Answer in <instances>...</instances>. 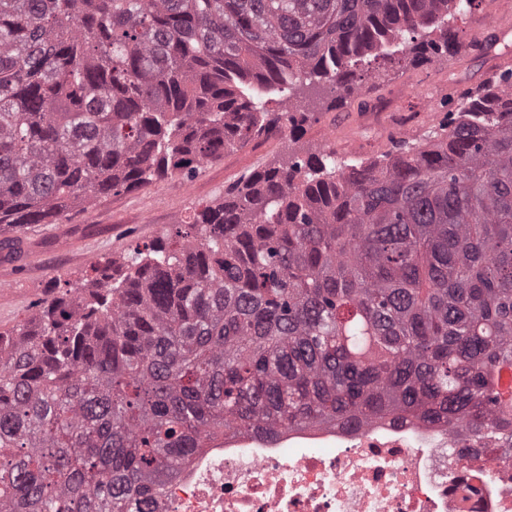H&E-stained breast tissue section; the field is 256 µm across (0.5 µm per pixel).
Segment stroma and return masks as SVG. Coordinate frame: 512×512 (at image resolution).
<instances>
[{
    "label": "stroma",
    "mask_w": 512,
    "mask_h": 512,
    "mask_svg": "<svg viewBox=\"0 0 512 512\" xmlns=\"http://www.w3.org/2000/svg\"><path fill=\"white\" fill-rule=\"evenodd\" d=\"M448 37L461 49L444 62L399 53L373 59L355 100L335 104L317 86H300L314 119L293 139L258 140L205 163L193 179L168 175L140 189L98 197L56 223L25 226L17 233V255L0 254V331L26 321L41 301L80 287L94 268L122 261L136 244L188 223L195 210L218 203L227 185L286 163L289 154L318 157L332 147L337 159L371 161L385 150L388 135L436 131L448 94L478 87L499 67H512V0H476L472 9L450 19ZM478 39L491 42V49L474 50ZM389 98L397 99L396 111H377Z\"/></svg>",
    "instance_id": "1"
}]
</instances>
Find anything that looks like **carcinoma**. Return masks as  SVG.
<instances>
[{
	"mask_svg": "<svg viewBox=\"0 0 512 512\" xmlns=\"http://www.w3.org/2000/svg\"><path fill=\"white\" fill-rule=\"evenodd\" d=\"M474 0H0V232L294 132ZM285 96L269 109L270 94ZM254 173L0 333V512H128L201 439L415 418L512 451V68L425 140Z\"/></svg>",
	"mask_w": 512,
	"mask_h": 512,
	"instance_id": "obj_1",
	"label": "carcinoma"
}]
</instances>
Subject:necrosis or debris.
Returning a JSON list of instances; mask_svg holds the SVG:
<instances>
[{"label": "necrosis or debris", "instance_id": "obj_1", "mask_svg": "<svg viewBox=\"0 0 512 512\" xmlns=\"http://www.w3.org/2000/svg\"><path fill=\"white\" fill-rule=\"evenodd\" d=\"M418 420L219 435L156 486L154 512H512V457H473ZM483 473L470 505L458 493Z\"/></svg>", "mask_w": 512, "mask_h": 512}]
</instances>
